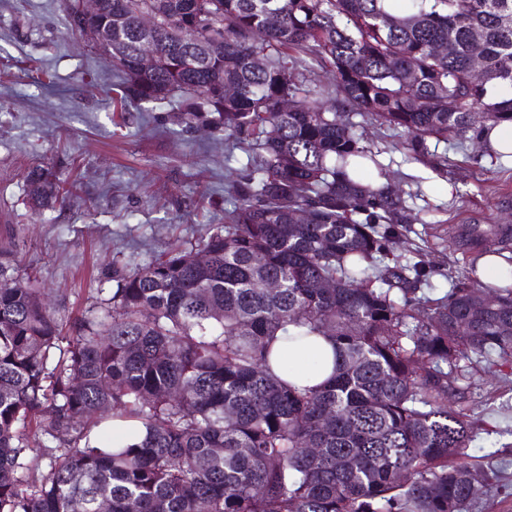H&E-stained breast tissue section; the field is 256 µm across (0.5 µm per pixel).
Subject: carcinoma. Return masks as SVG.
<instances>
[{
	"instance_id": "1",
	"label": "carcinoma",
	"mask_w": 512,
	"mask_h": 512,
	"mask_svg": "<svg viewBox=\"0 0 512 512\" xmlns=\"http://www.w3.org/2000/svg\"><path fill=\"white\" fill-rule=\"evenodd\" d=\"M403 2L64 0L69 31L112 57L120 108L190 90L180 120L247 161L228 166V224L115 274L112 298L69 335L18 252H0V512H473L486 500L488 473L455 462L473 435L450 401L482 364L512 369V279L473 274L429 297L419 263L388 257L401 192L347 170L381 167L367 123L403 131L417 162L434 141L512 123V0ZM301 53L331 85L307 84ZM27 182L39 204L76 196L49 168ZM466 244L477 258L510 252L512 228ZM280 333L330 338L334 376L288 384L270 362ZM114 420L145 437L112 442ZM32 430L58 445L31 447Z\"/></svg>"
}]
</instances>
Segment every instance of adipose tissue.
Segmentation results:
<instances>
[{"mask_svg":"<svg viewBox=\"0 0 512 512\" xmlns=\"http://www.w3.org/2000/svg\"><path fill=\"white\" fill-rule=\"evenodd\" d=\"M271 363L292 386H316L332 374L333 345L322 336H308L297 342L281 336L274 343Z\"/></svg>","mask_w":512,"mask_h":512,"instance_id":"1","label":"adipose tissue"}]
</instances>
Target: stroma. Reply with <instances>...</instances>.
Here are the masks:
<instances>
[{
  "instance_id": "35a3bbf8",
  "label": "stroma",
  "mask_w": 512,
  "mask_h": 512,
  "mask_svg": "<svg viewBox=\"0 0 512 512\" xmlns=\"http://www.w3.org/2000/svg\"><path fill=\"white\" fill-rule=\"evenodd\" d=\"M44 69L53 85L40 84ZM113 81L111 65L69 32L62 0H0V246L15 240L22 271L65 317L110 297L114 271L226 222L224 142L177 122L186 93L120 114L105 93ZM364 137L419 217L394 251L429 265L443 295L472 265L449 237L512 227V162L469 139L449 149V165L425 169L401 132L371 126ZM38 165L77 180V197L35 212L26 174ZM475 383L462 461L498 472L477 512H512V374L485 367Z\"/></svg>"
}]
</instances>
